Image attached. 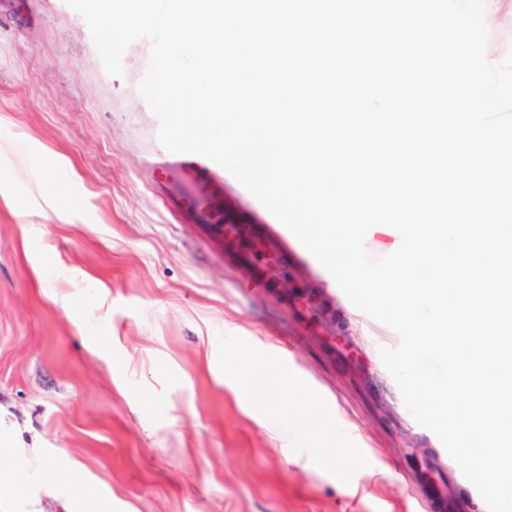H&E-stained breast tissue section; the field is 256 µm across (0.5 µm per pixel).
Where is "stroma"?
Returning <instances> with one entry per match:
<instances>
[{"label":"stroma","mask_w":512,"mask_h":512,"mask_svg":"<svg viewBox=\"0 0 512 512\" xmlns=\"http://www.w3.org/2000/svg\"><path fill=\"white\" fill-rule=\"evenodd\" d=\"M150 51L135 41L109 76L65 0H0V423L37 512H77L75 489L112 512H488L385 368L395 331L275 225L247 227L271 272L174 215L151 176ZM246 351L303 376L343 433L284 447L224 385ZM335 446L347 467L311 465ZM62 458L73 470L48 475Z\"/></svg>","instance_id":"35a3bbf8"}]
</instances>
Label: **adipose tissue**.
Returning a JSON list of instances; mask_svg holds the SVG:
<instances>
[{
	"label": "adipose tissue",
	"instance_id": "1",
	"mask_svg": "<svg viewBox=\"0 0 512 512\" xmlns=\"http://www.w3.org/2000/svg\"><path fill=\"white\" fill-rule=\"evenodd\" d=\"M224 385L241 395L257 419L270 429L287 422L302 434L335 432V412H320L318 396L294 372L276 369L263 357H237L224 367Z\"/></svg>",
	"mask_w": 512,
	"mask_h": 512
}]
</instances>
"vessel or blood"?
I'll list each match as a JSON object with an SVG mask.
<instances>
[{
	"label": "vessel or blood",
	"instance_id": "b4317fda",
	"mask_svg": "<svg viewBox=\"0 0 512 512\" xmlns=\"http://www.w3.org/2000/svg\"><path fill=\"white\" fill-rule=\"evenodd\" d=\"M152 174L169 192L179 212L194 223L220 227L230 223L216 189L228 175L219 164L198 154L168 152L153 161Z\"/></svg>",
	"mask_w": 512,
	"mask_h": 512
}]
</instances>
